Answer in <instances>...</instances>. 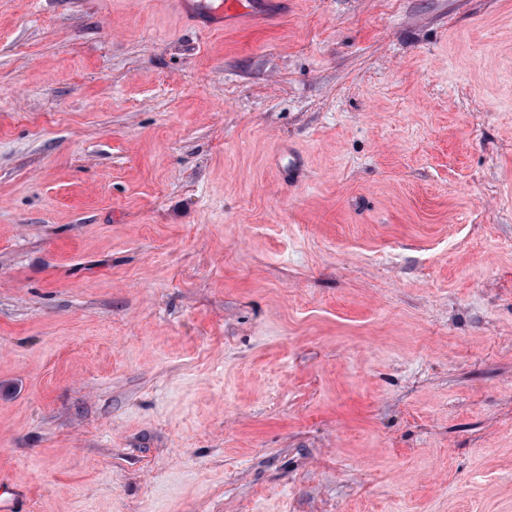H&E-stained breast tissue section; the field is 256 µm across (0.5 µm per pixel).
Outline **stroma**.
<instances>
[{
	"label": "stroma",
	"instance_id": "stroma-1",
	"mask_svg": "<svg viewBox=\"0 0 512 512\" xmlns=\"http://www.w3.org/2000/svg\"><path fill=\"white\" fill-rule=\"evenodd\" d=\"M1 475L512 512V0H0ZM244 2L239 0H181L177 3L187 14L195 16L197 20L217 19L221 22L227 16H242L253 14V10L247 9Z\"/></svg>",
	"mask_w": 512,
	"mask_h": 512
}]
</instances>
